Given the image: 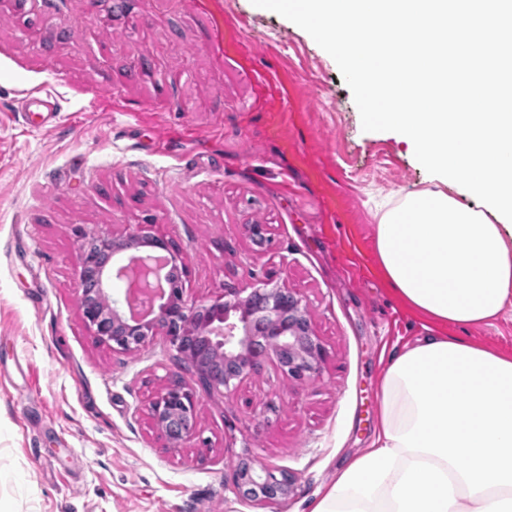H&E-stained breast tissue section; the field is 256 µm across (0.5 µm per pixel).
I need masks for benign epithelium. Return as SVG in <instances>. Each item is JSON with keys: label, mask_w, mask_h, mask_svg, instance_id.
<instances>
[{"label": "benign epithelium", "mask_w": 512, "mask_h": 512, "mask_svg": "<svg viewBox=\"0 0 512 512\" xmlns=\"http://www.w3.org/2000/svg\"><path fill=\"white\" fill-rule=\"evenodd\" d=\"M80 265L77 288L80 310L86 326L96 341L115 351L133 352L147 347L154 336L164 334L179 357L193 365L208 390L233 393L263 359L274 353L289 376L307 379L319 372L325 350L316 336L309 307L288 288H226L210 301H190L185 296L187 267L168 240L143 228L121 240L95 231L80 232ZM135 243L148 250L133 255L128 264L112 269L100 263L98 252H115L123 243ZM178 266L176 283L163 284V263ZM113 274L137 290L151 292L152 301L145 311L133 310L124 315L116 301L102 308L98 296L85 294L88 280L99 282V296H107L104 278ZM255 300L264 303L266 335H258L256 323L247 314V305ZM201 333L224 348V369L213 371L188 344L187 337ZM198 402L185 387L169 381L152 399L150 419L166 441L167 447H186L198 435ZM235 486L247 500L258 505L274 503L288 496L292 482L288 473L268 465L242 462L235 471Z\"/></svg>", "instance_id": "7a95c632"}]
</instances>
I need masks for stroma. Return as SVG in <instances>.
<instances>
[{
    "instance_id": "obj_1",
    "label": "stroma",
    "mask_w": 512,
    "mask_h": 512,
    "mask_svg": "<svg viewBox=\"0 0 512 512\" xmlns=\"http://www.w3.org/2000/svg\"><path fill=\"white\" fill-rule=\"evenodd\" d=\"M0 0V512H310L376 435L380 382L435 333L374 256L381 202L434 187L400 135L366 132L334 59L251 0ZM38 91L44 125L21 99ZM188 267L185 295L266 282L307 302L324 349L306 381L276 356L209 392L165 337L118 352L85 325L76 225L146 223ZM268 228L258 245L250 225ZM451 335L512 351V302ZM198 400V437L164 448L149 404L168 378ZM248 458L286 499L237 496Z\"/></svg>"
}]
</instances>
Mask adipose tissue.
Listing matches in <instances>:
<instances>
[{"instance_id": "ef3b65f1", "label": "adipose tissue", "mask_w": 512, "mask_h": 512, "mask_svg": "<svg viewBox=\"0 0 512 512\" xmlns=\"http://www.w3.org/2000/svg\"><path fill=\"white\" fill-rule=\"evenodd\" d=\"M388 284L440 325H475L512 298V244L442 190L405 197L377 226ZM312 512H512V353L452 336L386 368L371 448L336 470Z\"/></svg>"}]
</instances>
